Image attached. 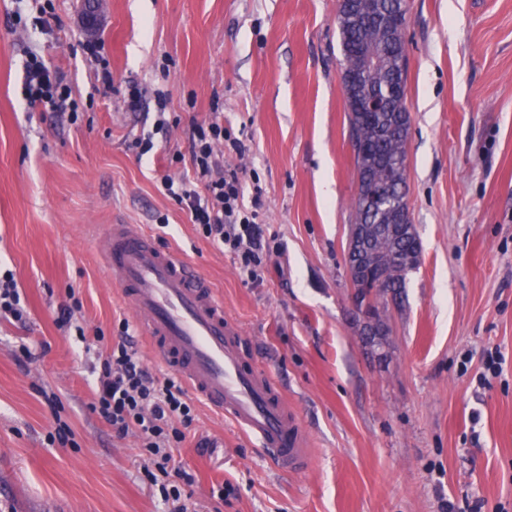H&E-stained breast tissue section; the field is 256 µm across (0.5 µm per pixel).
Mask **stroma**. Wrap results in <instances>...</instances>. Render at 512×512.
I'll return each instance as SVG.
<instances>
[{
  "instance_id": "obj_1",
  "label": "stroma",
  "mask_w": 512,
  "mask_h": 512,
  "mask_svg": "<svg viewBox=\"0 0 512 512\" xmlns=\"http://www.w3.org/2000/svg\"><path fill=\"white\" fill-rule=\"evenodd\" d=\"M409 5L408 207L422 253L377 353L345 268L357 180L338 0H99L90 38L81 0H0V266L28 311L22 325L0 318V512L169 510L137 438L114 437L91 408L96 332L115 343L129 330L152 376L171 375L95 250L111 224L183 254L311 436V465L286 473L197 403L174 452L196 477L189 512H512V0ZM32 52L62 75L65 112L28 107ZM134 85L146 95L131 108ZM215 115L245 144L224 156L245 197L263 191L258 283L160 185L191 172V128ZM143 133L155 147L141 155L127 142ZM74 297L78 328L65 332L56 312ZM495 347L503 373L484 389ZM61 421L66 447L48 442ZM225 484L232 495L214 498Z\"/></svg>"
}]
</instances>
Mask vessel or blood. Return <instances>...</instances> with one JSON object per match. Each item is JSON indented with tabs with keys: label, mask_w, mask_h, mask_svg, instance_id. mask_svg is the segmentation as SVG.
Instances as JSON below:
<instances>
[{
	"label": "vessel or blood",
	"mask_w": 512,
	"mask_h": 512,
	"mask_svg": "<svg viewBox=\"0 0 512 512\" xmlns=\"http://www.w3.org/2000/svg\"><path fill=\"white\" fill-rule=\"evenodd\" d=\"M109 278L158 358L214 411L266 448L286 472L306 469L310 437L269 377L247 365L239 327L200 273L174 249L129 224L101 239Z\"/></svg>",
	"instance_id": "vessel-or-blood-1"
}]
</instances>
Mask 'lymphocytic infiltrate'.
I'll use <instances>...</instances> for the list:
<instances>
[{
    "instance_id": "obj_1",
    "label": "lymphocytic infiltrate",
    "mask_w": 512,
    "mask_h": 512,
    "mask_svg": "<svg viewBox=\"0 0 512 512\" xmlns=\"http://www.w3.org/2000/svg\"><path fill=\"white\" fill-rule=\"evenodd\" d=\"M25 99L30 107H58L67 99V87L58 71L41 57L29 55L26 63ZM241 151L239 139L228 138L221 121L197 124L191 129L193 157L191 176L163 178L164 193L185 207L203 235L228 249L246 280L260 281L263 273V245L256 222L262 207L260 196L245 200L236 170L225 167L218 155L219 145ZM99 376L92 409L119 438L137 435L146 460L148 479L163 475L171 512H187L181 501V486L194 482L193 474L177 466L174 450L185 438L195 419V405L181 385L172 379L153 378L145 369L131 336L118 344L101 346Z\"/></svg>"
}]
</instances>
